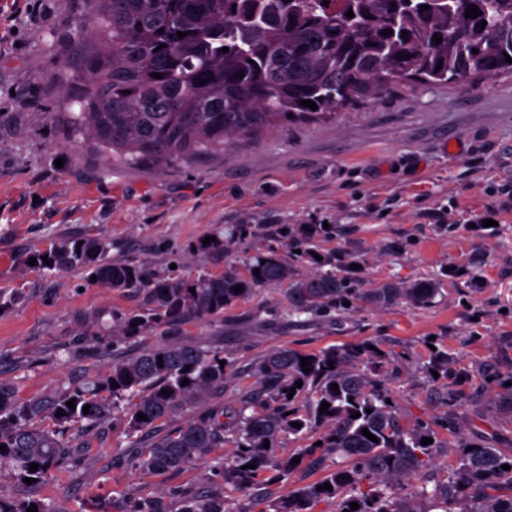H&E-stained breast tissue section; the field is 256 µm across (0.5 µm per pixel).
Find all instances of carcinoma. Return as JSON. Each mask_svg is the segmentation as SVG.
<instances>
[{
    "label": "carcinoma",
    "mask_w": 512,
    "mask_h": 512,
    "mask_svg": "<svg viewBox=\"0 0 512 512\" xmlns=\"http://www.w3.org/2000/svg\"><path fill=\"white\" fill-rule=\"evenodd\" d=\"M87 5L80 37L100 50L85 54L82 69L70 75L85 86L81 112L70 119L117 164L192 163L223 152L234 140L252 139L280 120L334 115L412 75L458 85L474 75L488 80L512 75L506 61L512 57V0H87ZM474 6L482 15L465 17ZM350 10L352 18L346 16ZM482 21L487 25L480 26ZM386 29L391 34L384 36ZM179 31L186 36L178 37ZM156 73L163 77L155 78ZM303 100L314 101L318 109L301 105ZM247 230L235 225L226 237L218 234L206 245L198 241L195 250L202 256L222 252L224 240ZM108 250L103 238L64 240L27 254L23 263L34 257L40 270H83L106 288L143 292L147 308L125 318L120 335L132 339L159 329L167 340L114 359L83 382L40 399L21 402L15 389L0 384V466L10 467L19 479L40 482L73 461L74 444L60 429L84 420L103 424L124 401L132 466L148 473L179 470L231 443L233 461L227 466L217 461L219 475L244 492L263 486L258 512H315L322 503L336 505L334 512H426L425 501L440 512L456 506L460 512H512V458L481 445L462 456L451 478L409 487L433 467L439 443L422 424H403L387 403L386 354L376 342L314 352L273 350L255 365L257 387L243 394L231 421H224V408L216 407L183 425L163 427L177 409L224 391L234 374L224 353L183 342L182 325L221 319L224 309L256 288L288 280L295 314L340 308L347 284L361 270L348 264L341 275L326 271L297 279L288 262L270 250L252 257L246 276L230 268L219 276L155 278L112 262ZM236 285L243 291L234 292ZM437 292L434 283L420 281L406 288L384 285L366 299L378 307L401 298L423 306ZM303 357L311 362L308 373ZM333 383L338 390L331 389ZM71 399L73 410L66 405ZM324 401L329 407L322 411ZM357 412L360 417L351 418ZM41 417L51 418L54 428L41 427ZM364 428L378 441L364 436ZM315 433L321 444L305 445L300 460L312 464L340 454L352 465L284 498L274 495L270 487L299 467L293 456L277 454L278 444L291 435L304 439ZM424 437L432 443L422 444ZM251 462L253 469L246 467ZM33 463L39 464L35 472ZM326 482L332 490L319 489ZM173 498L180 504L175 511ZM353 502L358 509H351ZM32 504L37 512H51L34 497H0V512H27ZM129 512L230 508L224 489L216 487L204 495L176 491L135 500Z\"/></svg>",
    "instance_id": "carcinoma-1"
}]
</instances>
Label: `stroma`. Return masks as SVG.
Returning a JSON list of instances; mask_svg holds the SVG:
<instances>
[{"mask_svg":"<svg viewBox=\"0 0 512 512\" xmlns=\"http://www.w3.org/2000/svg\"><path fill=\"white\" fill-rule=\"evenodd\" d=\"M85 0H0V291L16 295L0 313V381L27 400L92 373L87 347L132 356L162 342L150 330L125 341L112 327L145 309L143 294L113 290L74 270L23 265L21 254L67 239L101 237L109 257L154 277L246 273L255 253L273 250L306 278L310 253L337 267L362 262L354 286L428 280L425 306L405 300L376 307L353 299L328 313L292 315L286 285L262 286L225 309L220 321H195L183 340L223 352L236 374L206 404L186 405L176 427L203 408H237L256 387L253 366L279 348L312 352L379 342L389 355L388 388L403 422H422L441 448L437 472L452 474L464 444L512 458V76L466 85L411 77L376 99L331 117L293 121L223 154L188 164L116 166L66 113L79 93L64 75L83 63L77 24ZM494 208L491 235L460 220ZM452 213L439 224L435 212ZM227 224L246 236L197 259L196 242ZM302 224L322 232L307 243ZM480 277L482 286L471 283ZM446 351L448 372L427 369L431 349ZM456 400L444 399V392ZM77 460L36 488L0 469V495L34 496L52 512H125L130 501L171 490L217 485L218 460L233 444L182 469L146 474L125 459L123 412L99 427H73Z\"/></svg>","mask_w":512,"mask_h":512,"instance_id":"stroma-1","label":"stroma"}]
</instances>
